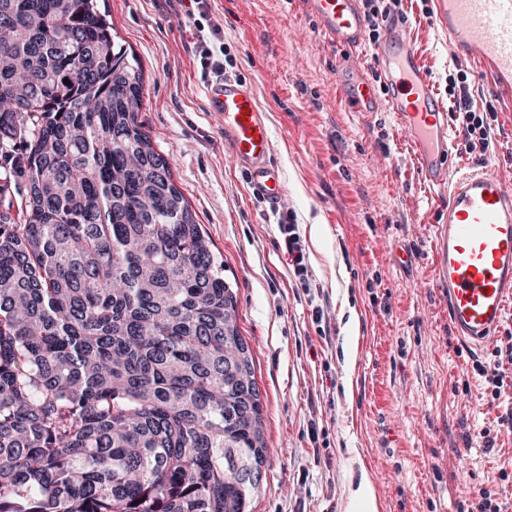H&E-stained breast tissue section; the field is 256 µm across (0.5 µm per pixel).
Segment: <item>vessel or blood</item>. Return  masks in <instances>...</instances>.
Returning <instances> with one entry per match:
<instances>
[{
  "label": "vessel or blood",
  "mask_w": 512,
  "mask_h": 512,
  "mask_svg": "<svg viewBox=\"0 0 512 512\" xmlns=\"http://www.w3.org/2000/svg\"><path fill=\"white\" fill-rule=\"evenodd\" d=\"M360 0H304L321 35L333 46L363 50ZM434 22L451 54L476 61L503 92L512 91V0H435ZM372 56L392 86L378 100L363 74L341 84L337 96L354 112L386 107L408 141L422 179L448 199L447 218L434 225L437 283L448 288L449 324L466 344L490 342L512 310V185L483 165L455 162L456 134L406 32L386 24ZM210 111L220 113L234 166L247 171L254 189L279 201L281 172L272 160L268 116L252 85L224 77L207 85Z\"/></svg>",
  "instance_id": "b4317fda"
}]
</instances>
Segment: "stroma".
<instances>
[{
	"instance_id": "stroma-1",
	"label": "stroma",
	"mask_w": 512,
	"mask_h": 512,
	"mask_svg": "<svg viewBox=\"0 0 512 512\" xmlns=\"http://www.w3.org/2000/svg\"><path fill=\"white\" fill-rule=\"evenodd\" d=\"M118 43L144 75L141 121L172 163L173 180L237 285L238 327L263 398L268 452L252 512H345L368 470L380 512H460L465 491L512 503V391L488 402L471 375L475 351L448 322L434 287L432 227L444 217L392 113L358 114L336 101L349 52L327 44L302 0H103ZM366 52L356 61L374 93L389 88L369 49L385 20L408 32L458 138L461 160L512 182V99L476 64L450 57L433 0H360ZM217 19L224 74L253 84L273 131L285 183L270 204L233 166L196 52ZM292 210L308 282L279 246L277 210ZM320 234H313V225ZM358 314L357 361L344 366L349 317ZM468 390H461V382ZM496 434L488 451L464 437Z\"/></svg>"
}]
</instances>
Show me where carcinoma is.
<instances>
[{
    "mask_svg": "<svg viewBox=\"0 0 512 512\" xmlns=\"http://www.w3.org/2000/svg\"><path fill=\"white\" fill-rule=\"evenodd\" d=\"M1 89L0 512H250L253 356L139 63L97 0H0Z\"/></svg>",
    "mask_w": 512,
    "mask_h": 512,
    "instance_id": "obj_1",
    "label": "carcinoma"
}]
</instances>
